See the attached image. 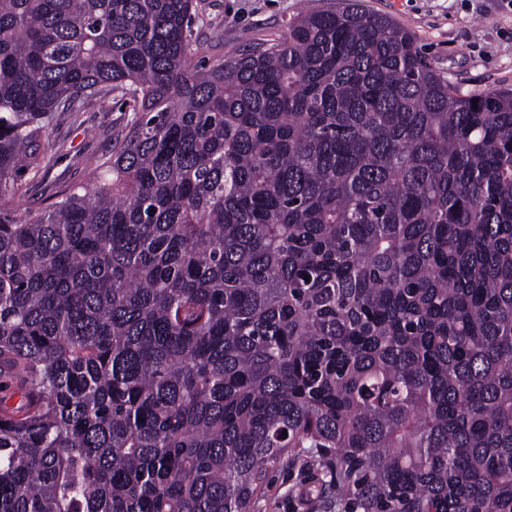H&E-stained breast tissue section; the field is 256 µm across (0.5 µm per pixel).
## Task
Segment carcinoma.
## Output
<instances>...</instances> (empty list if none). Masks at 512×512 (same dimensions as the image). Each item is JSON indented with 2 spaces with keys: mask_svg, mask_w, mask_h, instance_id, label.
<instances>
[{
  "mask_svg": "<svg viewBox=\"0 0 512 512\" xmlns=\"http://www.w3.org/2000/svg\"><path fill=\"white\" fill-rule=\"evenodd\" d=\"M196 0H0V512H512V89L362 0L207 68ZM113 93L34 220L17 172ZM478 107H473V104ZM120 96L98 100L83 112L76 123L61 120L47 132L50 145L61 143L63 150L54 167L41 178L31 179L25 175L21 187L27 192L18 202L23 214L27 210L33 215L50 201H41L54 185L83 186L87 183V174L91 163L110 147L111 138L125 133L132 115L129 104ZM125 107V111H122ZM45 192V193H44ZM308 471L300 462L281 461L267 475L266 495L255 504V512H326L328 509L303 507L300 495L309 485ZM326 510V511H325Z\"/></svg>",
  "mask_w": 512,
  "mask_h": 512,
  "instance_id": "cac0c4a2",
  "label": "carcinoma"
}]
</instances>
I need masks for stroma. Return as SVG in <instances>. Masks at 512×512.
I'll list each match as a JSON object with an SVG mask.
<instances>
[{
  "instance_id": "stroma-1",
  "label": "stroma",
  "mask_w": 512,
  "mask_h": 512,
  "mask_svg": "<svg viewBox=\"0 0 512 512\" xmlns=\"http://www.w3.org/2000/svg\"><path fill=\"white\" fill-rule=\"evenodd\" d=\"M325 0H197L196 58L209 66L228 54L283 36L291 17ZM411 32L430 64L463 92L512 87V0H365ZM120 96L93 103L77 122L59 121L46 139L62 144L54 167L42 177H23L20 210L38 212L56 185L86 184L91 163L125 132L131 117ZM309 474L298 462H280L267 475L266 495L255 512H307L300 495Z\"/></svg>"
}]
</instances>
